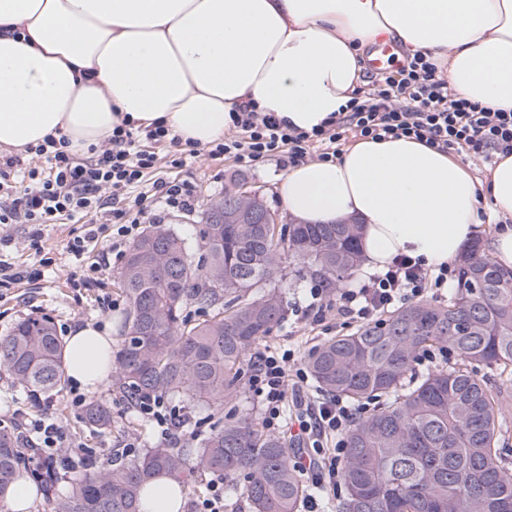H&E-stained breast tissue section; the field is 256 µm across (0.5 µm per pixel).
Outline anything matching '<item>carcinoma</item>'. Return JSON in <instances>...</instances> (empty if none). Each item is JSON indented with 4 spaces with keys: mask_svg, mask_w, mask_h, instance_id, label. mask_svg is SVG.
Masks as SVG:
<instances>
[{
    "mask_svg": "<svg viewBox=\"0 0 512 512\" xmlns=\"http://www.w3.org/2000/svg\"><path fill=\"white\" fill-rule=\"evenodd\" d=\"M238 191L224 189L201 216L195 241L152 225L128 249L119 280L128 303L112 352V387L221 406L239 396L252 347L286 318L277 282L294 265L337 287L360 265V224H215ZM208 309L194 322L190 306ZM453 349L459 364L413 376L417 354ZM65 345L52 320L26 318L0 339V368L30 394L50 393L65 372ZM307 367L315 388L352 403L383 399L346 435L336 512H512V469L500 443L509 432L502 390L475 374L485 367L512 381V268L473 247L446 302L419 300L315 347ZM83 422L112 428L101 399ZM288 441L247 412L214 427L196 448L156 446L107 468L90 463L50 500L51 512H138L147 483L164 475L189 484L219 473L250 512H298L304 488ZM18 427L0 428V495L28 456Z\"/></svg>",
    "mask_w": 512,
    "mask_h": 512,
    "instance_id": "obj_1",
    "label": "carcinoma"
}]
</instances>
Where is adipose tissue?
Here are the masks:
<instances>
[{
  "mask_svg": "<svg viewBox=\"0 0 512 512\" xmlns=\"http://www.w3.org/2000/svg\"><path fill=\"white\" fill-rule=\"evenodd\" d=\"M381 40L438 63L455 93L512 111V0H0V150L64 136L83 153L126 120L206 146L247 105L308 131L359 92L360 50ZM279 196L299 223L361 224L376 269L400 255L455 262L486 199L504 220L491 253L512 266V155L477 180L423 143L358 140L289 168ZM111 349L110 329L77 327L72 383L97 391Z\"/></svg>",
  "mask_w": 512,
  "mask_h": 512,
  "instance_id": "adipose-tissue-1",
  "label": "adipose tissue"
}]
</instances>
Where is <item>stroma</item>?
<instances>
[{
  "label": "stroma",
  "instance_id": "35a3bbf8",
  "mask_svg": "<svg viewBox=\"0 0 512 512\" xmlns=\"http://www.w3.org/2000/svg\"><path fill=\"white\" fill-rule=\"evenodd\" d=\"M285 172V167L275 158L256 168L244 169L233 158L214 159L203 152L178 170L168 167L165 161H158L151 177L155 180L178 177L197 184L194 210H172L167 212L164 219L165 224L191 239L196 235L200 209L205 207L209 199L222 195L225 185L234 175L244 179L249 189L259 191L267 205L278 212L282 223H291L292 218L284 211L277 190ZM82 232L81 224L69 220L45 228L43 254L51 259L52 264L36 280L25 281L11 288H0V338L10 334L18 320L28 316L50 317L63 337L68 336L74 328L88 323L117 328L126 308V300L118 284L116 270L103 271L94 287L83 288L79 285L85 268L83 263L70 258L68 247L73 238ZM313 282V277H299L292 272L280 281L279 287L288 301L290 312L265 340L267 346L293 350L303 361L323 340L351 333L356 328L355 322H343L332 312L322 320L298 315V308L308 303V290ZM106 298L114 303L112 310L107 312L103 311L101 305ZM71 387L70 381H63L57 392L36 401L10 375L0 370V416L19 422L40 417L54 419L64 427L69 442L83 444L95 451L102 466L109 464L112 457L122 455L123 445L130 438H138L144 449L161 444L162 438L157 428L145 422L127 400L108 384L99 389L98 395L112 410V428L100 432L87 427L71 407ZM169 403L186 411L204 434L230 416L262 411L260 404L247 390L236 401L216 408L196 405L178 397L170 398Z\"/></svg>",
  "mask_w": 512,
  "mask_h": 512
}]
</instances>
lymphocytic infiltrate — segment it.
<instances>
[{
	"mask_svg": "<svg viewBox=\"0 0 512 512\" xmlns=\"http://www.w3.org/2000/svg\"><path fill=\"white\" fill-rule=\"evenodd\" d=\"M231 129L224 141L211 145L209 155L234 158L243 168L276 156L292 166L311 158L332 161L352 135L371 140L404 137L441 152L465 151L488 163L496 155L512 154V112L494 111L449 92L438 65L421 55L376 73L370 91L352 98L343 112L312 130L252 109L234 112ZM167 141L163 122L142 126L129 121L115 126L108 140L89 147L83 157L71 153L63 137L47 138L34 147L36 166L25 167L19 158L8 157L0 161V224L32 225L31 247L36 250L44 225L64 216L107 212V225H85L70 247L71 256L86 264L83 285L94 284L103 270L121 265L126 246L140 234L142 219L157 224L163 211L191 208L195 190L180 180L153 182L158 206L150 210L145 205L140 187L156 166L157 148ZM105 189L111 190V201L103 200ZM107 228L112 244L108 251L97 252ZM455 277L451 266L433 269L403 256L360 287L342 292L336 313L374 322L385 311L443 288ZM292 360V351L266 348L250 365L248 387L263 408L267 428H277L286 405L294 406L290 420L299 427L297 437L311 444L305 460L295 463L308 488L305 512H321L322 493L341 486L346 433L359 411L338 397L303 402L300 395L308 374L292 368Z\"/></svg>",
	"mask_w": 512,
	"mask_h": 512,
	"instance_id": "lymphocytic-infiltrate-1",
	"label": "lymphocytic infiltrate"
}]
</instances>
